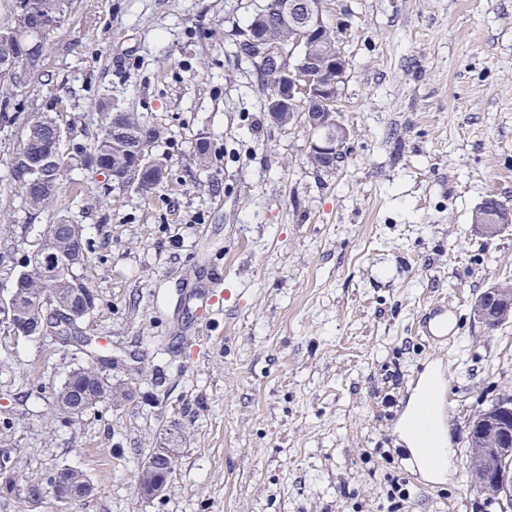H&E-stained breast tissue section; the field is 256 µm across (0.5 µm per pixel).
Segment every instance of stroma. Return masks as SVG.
Wrapping results in <instances>:
<instances>
[{
  "instance_id": "35a3bbf8",
  "label": "stroma",
  "mask_w": 512,
  "mask_h": 512,
  "mask_svg": "<svg viewBox=\"0 0 512 512\" xmlns=\"http://www.w3.org/2000/svg\"><path fill=\"white\" fill-rule=\"evenodd\" d=\"M261 2L75 0L39 66L0 79L13 114L0 123V299L47 225H81L77 275L96 306L79 331L115 356L109 380L135 389L60 415L58 391L92 357L0 325V512H501L465 463L475 416L512 399V319L473 315L487 288L512 285V227L490 240L471 222L488 196L512 208V0H328L349 61V137L330 173L309 163L304 121H270L271 89L240 52ZM115 108L157 133L153 194L87 164ZM46 110L67 167L36 211L11 164ZM215 269L224 312L201 328ZM438 301L458 327L433 344L417 322ZM442 364L454 456L433 481L399 429L413 378ZM168 439L170 483L140 498L134 475ZM64 468L90 497L54 498Z\"/></svg>"
}]
</instances>
